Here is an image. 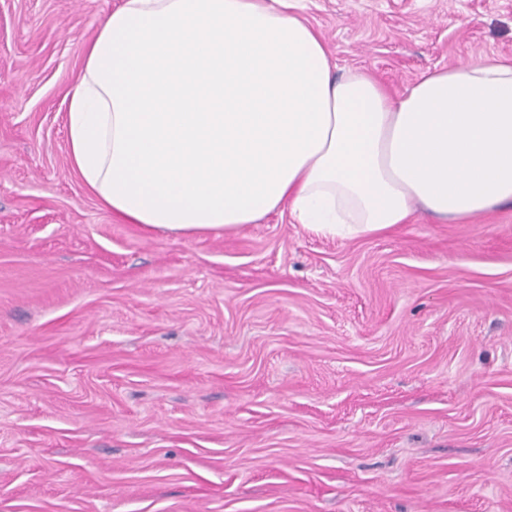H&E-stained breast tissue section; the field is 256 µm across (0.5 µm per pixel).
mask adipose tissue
I'll return each mask as SVG.
<instances>
[{"instance_id": "ef3b65f1", "label": "adipose tissue", "mask_w": 512, "mask_h": 512, "mask_svg": "<svg viewBox=\"0 0 512 512\" xmlns=\"http://www.w3.org/2000/svg\"><path fill=\"white\" fill-rule=\"evenodd\" d=\"M69 166L101 207L184 236L288 208L355 238L512 202V58L393 94L334 63L299 0H122L83 48Z\"/></svg>"}]
</instances>
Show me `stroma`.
<instances>
[{
	"instance_id": "obj_1",
	"label": "stroma",
	"mask_w": 512,
	"mask_h": 512,
	"mask_svg": "<svg viewBox=\"0 0 512 512\" xmlns=\"http://www.w3.org/2000/svg\"><path fill=\"white\" fill-rule=\"evenodd\" d=\"M120 0H0V512H512V204L182 237L68 166ZM401 93L512 57V0H304Z\"/></svg>"
}]
</instances>
